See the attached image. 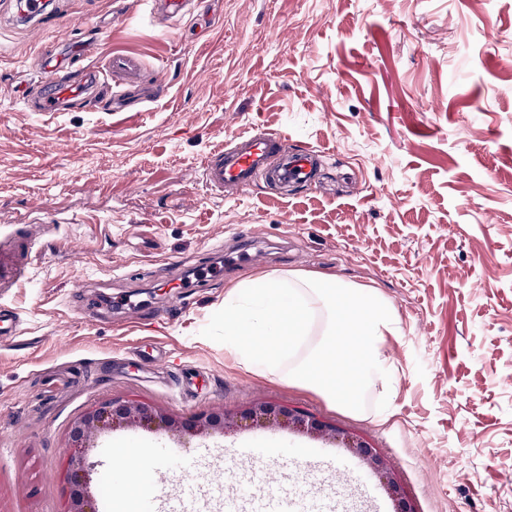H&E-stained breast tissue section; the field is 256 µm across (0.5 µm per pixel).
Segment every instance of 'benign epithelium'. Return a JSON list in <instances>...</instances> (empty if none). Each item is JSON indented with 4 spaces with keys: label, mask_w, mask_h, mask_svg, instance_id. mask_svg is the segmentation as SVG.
I'll return each mask as SVG.
<instances>
[{
    "label": "benign epithelium",
    "mask_w": 512,
    "mask_h": 512,
    "mask_svg": "<svg viewBox=\"0 0 512 512\" xmlns=\"http://www.w3.org/2000/svg\"><path fill=\"white\" fill-rule=\"evenodd\" d=\"M243 420H249L256 426L277 425L301 432L324 433L340 441L372 473L380 477L389 495L396 502L395 512H413L403 495L394 468L377 449L347 431L319 422L312 416L288 406L261 401L239 416L225 412L198 415L184 424L183 428L196 434L219 432L226 435L234 432ZM117 425L134 428H149L153 425L170 427L172 421L148 404L138 400L105 401L91 407L73 423L71 429V447L74 448V453L71 456L70 468L67 473L70 502L66 512H94L83 492L85 462L82 458V448L86 447L88 439L95 431Z\"/></svg>",
    "instance_id": "1"
}]
</instances>
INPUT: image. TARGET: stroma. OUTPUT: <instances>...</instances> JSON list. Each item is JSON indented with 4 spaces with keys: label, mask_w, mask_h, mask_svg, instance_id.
<instances>
[{
    "label": "stroma",
    "mask_w": 512,
    "mask_h": 512,
    "mask_svg": "<svg viewBox=\"0 0 512 512\" xmlns=\"http://www.w3.org/2000/svg\"><path fill=\"white\" fill-rule=\"evenodd\" d=\"M42 29L0 0V512H66L75 419L138 400L176 422L264 400L350 431L389 459L415 512H512V0H207L159 19L148 0H50ZM123 53L167 91L138 112H34L45 63ZM320 151L319 184L206 188L226 130ZM379 289L400 332L389 391L352 415L244 370L202 336L224 293L264 273ZM197 273L183 297L166 282ZM142 306L128 319L125 300ZM206 374L182 393L178 374ZM158 462L244 444L349 460L344 512H394L346 449L286 430L231 435L117 428Z\"/></svg>",
    "instance_id": "35a3bbf8"
}]
</instances>
